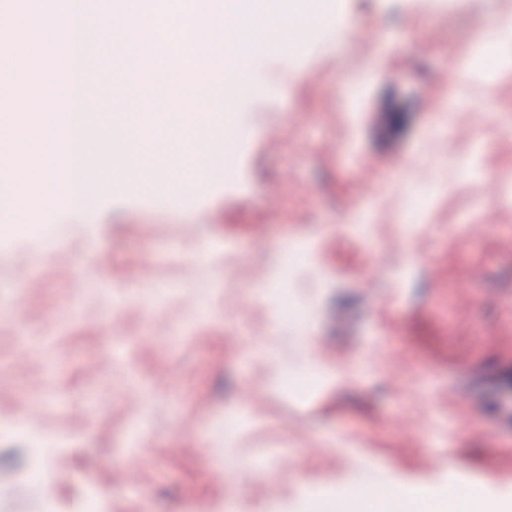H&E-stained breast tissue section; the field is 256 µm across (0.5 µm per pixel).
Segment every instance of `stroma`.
<instances>
[{"instance_id":"obj_1","label":"stroma","mask_w":512,"mask_h":512,"mask_svg":"<svg viewBox=\"0 0 512 512\" xmlns=\"http://www.w3.org/2000/svg\"><path fill=\"white\" fill-rule=\"evenodd\" d=\"M509 15L342 0L269 51L209 189L0 211V512L512 494V67L458 66ZM360 506L367 507L364 512H403L404 498L400 493L384 484H372L359 490Z\"/></svg>"}]
</instances>
